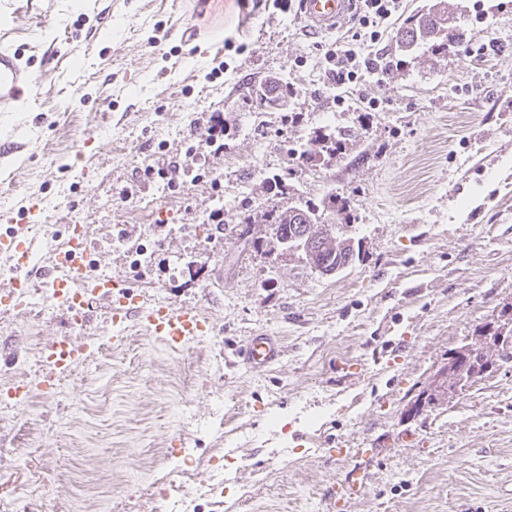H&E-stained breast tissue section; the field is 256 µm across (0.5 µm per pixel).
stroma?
I'll use <instances>...</instances> for the list:
<instances>
[{
  "label": "stroma",
  "instance_id": "obj_1",
  "mask_svg": "<svg viewBox=\"0 0 512 512\" xmlns=\"http://www.w3.org/2000/svg\"><path fill=\"white\" fill-rule=\"evenodd\" d=\"M474 1L447 3L464 38L495 42L486 60L401 56L397 31L429 2L405 0L371 48L381 72L340 107L323 56L350 19L317 35L280 0H0V33L39 76L0 114V211L35 207L45 265L64 225H84L109 276L212 327L176 350L139 326L112 342L103 299L77 327L58 305L0 312V384L29 389L0 407V502L40 485L35 512H156L183 493L198 512H512V359L426 400L449 353L512 305V0ZM270 81L286 107L258 106ZM317 131L342 149L310 163ZM330 197L360 248L336 276L284 254L268 218ZM218 208L223 225L198 231ZM115 236L152 241L143 277ZM261 332L282 337V363L228 368ZM58 336L103 345L48 390L40 349ZM348 448L376 454L339 511Z\"/></svg>",
  "mask_w": 512,
  "mask_h": 512
}]
</instances>
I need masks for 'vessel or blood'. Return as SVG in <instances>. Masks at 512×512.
Masks as SVG:
<instances>
[{
  "mask_svg": "<svg viewBox=\"0 0 512 512\" xmlns=\"http://www.w3.org/2000/svg\"><path fill=\"white\" fill-rule=\"evenodd\" d=\"M352 6V0H301L300 12L309 30L322 33L336 29ZM36 79L22 64L21 55L13 46L0 43V112H14L28 98ZM35 242L24 230L0 238V254L12 261L14 277L9 288L0 291V310L9 312L18 305L21 288L27 287L32 274L30 257ZM137 318L149 333L158 336L170 347L177 348L186 340L205 335L208 323L193 307L178 310L161 307L139 306L131 299L112 310L113 322ZM85 344L68 336H59L43 346L41 356L49 377L55 378L67 372L75 361L87 353ZM234 363L251 369L265 368L282 357V346L275 337L260 333L249 337L235 350ZM366 467L358 465L349 470L340 482L336 498L348 502L360 494L366 483Z\"/></svg>",
  "mask_w": 512,
  "mask_h": 512,
  "instance_id": "1",
  "label": "vessel or blood"
}]
</instances>
